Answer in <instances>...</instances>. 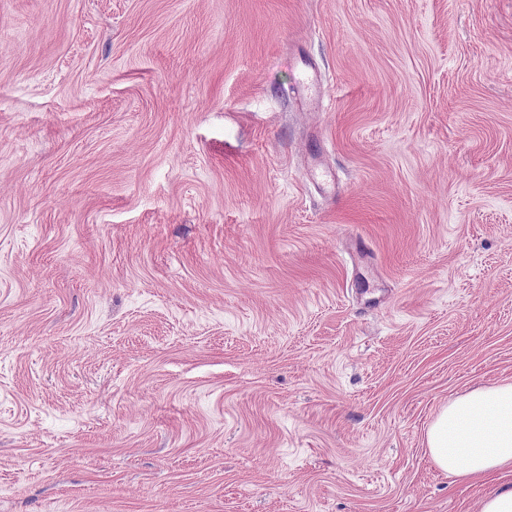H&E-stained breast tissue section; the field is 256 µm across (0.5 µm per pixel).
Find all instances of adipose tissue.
I'll return each mask as SVG.
<instances>
[{"label": "adipose tissue", "mask_w": 512, "mask_h": 512, "mask_svg": "<svg viewBox=\"0 0 512 512\" xmlns=\"http://www.w3.org/2000/svg\"><path fill=\"white\" fill-rule=\"evenodd\" d=\"M424 443L433 463L461 480L512 466V382L449 402L427 426Z\"/></svg>", "instance_id": "obj_1"}]
</instances>
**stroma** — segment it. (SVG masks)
<instances>
[{
  "mask_svg": "<svg viewBox=\"0 0 512 512\" xmlns=\"http://www.w3.org/2000/svg\"><path fill=\"white\" fill-rule=\"evenodd\" d=\"M506 380L512 0H0V512H481ZM424 443L433 463L457 479L512 466V382L449 402L427 426Z\"/></svg>",
  "mask_w": 512,
  "mask_h": 512,
  "instance_id": "obj_1",
  "label": "stroma"
}]
</instances>
